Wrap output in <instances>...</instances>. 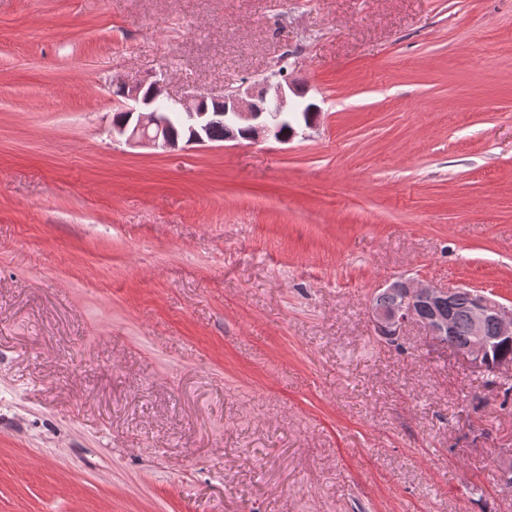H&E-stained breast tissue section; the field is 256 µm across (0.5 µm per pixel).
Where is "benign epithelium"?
I'll return each mask as SVG.
<instances>
[{
	"label": "benign epithelium",
	"mask_w": 512,
	"mask_h": 512,
	"mask_svg": "<svg viewBox=\"0 0 512 512\" xmlns=\"http://www.w3.org/2000/svg\"><path fill=\"white\" fill-rule=\"evenodd\" d=\"M121 96L133 102L123 109V120L112 124V141L123 142L132 147H154L170 149L178 146L179 140L172 135V123L167 112L157 108L160 100L171 103L182 113V125L190 133L188 144L205 145L210 142L209 130L216 121L224 122V141L241 139L246 134L251 140L272 138L279 143H289L306 128H312L317 120L294 119V129L285 136L281 133L283 113L294 111L296 102L290 96L304 97L305 93L289 75L271 73L260 82L242 83L220 99H207L202 93L192 92L181 98L172 97L165 83L156 80L148 85L134 80L117 83ZM397 290L401 296L400 305L387 309L372 301L371 315L381 335L394 338L403 333L405 327L415 323L439 343L448 344L453 332L452 315L444 308L451 303L456 290L439 288L433 284L417 283L412 279L395 281L387 290ZM420 305L435 308V314L422 317L417 312ZM468 342L456 348L471 364L485 370L492 366L490 373L497 380L512 379V361L499 359L491 362L490 351L494 344L512 339V307H506L495 298L471 293L469 307Z\"/></svg>",
	"instance_id": "obj_1"
}]
</instances>
